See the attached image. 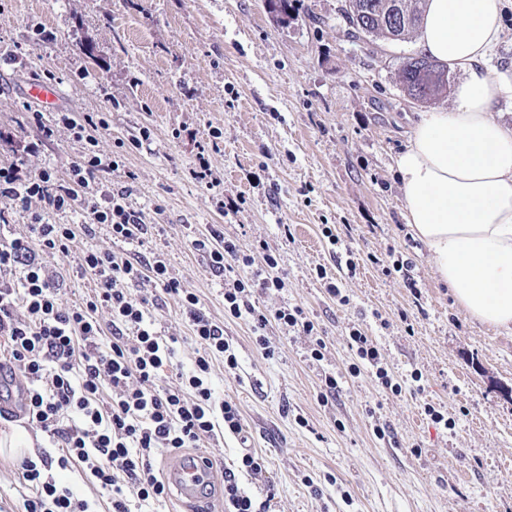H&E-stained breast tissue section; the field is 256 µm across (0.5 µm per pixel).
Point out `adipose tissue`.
Listing matches in <instances>:
<instances>
[{
	"label": "adipose tissue",
	"instance_id": "ef3b65f1",
	"mask_svg": "<svg viewBox=\"0 0 512 512\" xmlns=\"http://www.w3.org/2000/svg\"><path fill=\"white\" fill-rule=\"evenodd\" d=\"M502 0H426L423 56L457 72L450 110L421 113L394 160L406 221L438 279L474 322L512 331V128L494 108L512 73L488 62Z\"/></svg>",
	"mask_w": 512,
	"mask_h": 512
}]
</instances>
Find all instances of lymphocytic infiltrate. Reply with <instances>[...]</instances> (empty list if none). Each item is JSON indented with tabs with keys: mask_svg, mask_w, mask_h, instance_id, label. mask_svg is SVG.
I'll list each match as a JSON object with an SVG mask.
<instances>
[{
	"mask_svg": "<svg viewBox=\"0 0 512 512\" xmlns=\"http://www.w3.org/2000/svg\"><path fill=\"white\" fill-rule=\"evenodd\" d=\"M59 121L84 144L66 177L50 168L31 175L16 163L0 166V219L9 210L30 211L32 202L41 205L40 211L30 212L25 236L0 237V272H19L18 282L0 281V349L6 354L0 371L21 373L26 415L63 450L55 460L44 455L22 460L21 478L33 490L23 508L94 512L88 500L52 475L53 468L77 463L108 493L112 512H143L146 504L167 493L166 482L155 470L160 451L199 447L219 427L236 437L242 434L237 405L217 399L210 379L213 356H223L231 369L238 360L223 325L203 313L198 296L171 277L160 256L146 262L131 253L83 252L80 269L95 276L94 292L81 304L63 305L55 282L37 258L38 250H68L97 224L109 227L114 239L135 245L142 243L148 226L130 208L124 192L105 187L126 149L121 142L115 151L100 150L96 134L107 129L106 119L87 116L79 121L64 114ZM78 206L88 223H51L52 215ZM191 245L206 255L210 270L223 277L225 312L249 316L261 348L269 346L264 330L273 321L317 335L302 308L263 312L252 304L254 293L286 286L273 254L254 257L215 229L194 237ZM136 284L143 286V293L133 292ZM162 293L177 301L199 345L191 369L179 372L177 382L168 386L159 380L163 367L175 358L174 339L156 331L150 313ZM101 308L112 317V340L105 347L95 317ZM349 336L357 357L352 373L368 368L384 387L399 391L372 338L357 328ZM240 470L251 479H262L263 457L245 451L238 470H225L224 512H271L270 500L257 499L240 486Z\"/></svg>",
	"mask_w": 512,
	"mask_h": 512,
	"instance_id": "f902f5d3",
	"label": "lymphocytic infiltrate"
}]
</instances>
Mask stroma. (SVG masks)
I'll use <instances>...</instances> for the list:
<instances>
[{
    "label": "stroma",
    "mask_w": 512,
    "mask_h": 512,
    "mask_svg": "<svg viewBox=\"0 0 512 512\" xmlns=\"http://www.w3.org/2000/svg\"><path fill=\"white\" fill-rule=\"evenodd\" d=\"M343 2L295 0L280 23L265 0H0V45L18 54L17 64L0 66V164L64 176L81 155L64 126L47 139L27 120L34 106L23 88L46 72L72 117L104 113L101 150L150 128L108 182L128 188L131 209L150 226L140 255H163L171 276L223 324L238 367L213 358L212 384L239 407L246 437L219 429L201 452L222 468L242 447L256 449L266 479L240 483L259 499L274 493V512H512V334L469 319L439 284L402 216L392 171L420 113L451 107L453 96L432 105L409 98L398 68L415 53L414 38L351 37ZM38 24L51 41L34 43ZM215 129L222 143L209 161L237 206L226 215L189 175ZM214 226L241 245L269 246L286 286L256 294V305L301 307L320 337L272 324L266 352L248 318L225 313L224 281L190 243ZM88 249L129 246L99 225L69 252L40 254L64 305L92 292V277L79 270ZM372 254L409 267L383 275ZM329 279L347 304L328 295ZM153 318L178 340L177 365L161 374L171 383L198 345L173 298L162 297ZM354 328L372 336L401 392L369 370L351 373ZM328 375L339 391L325 401ZM428 405L448 425L433 423ZM20 462L0 454V512H20L31 494Z\"/></svg>",
    "instance_id": "1"
}]
</instances>
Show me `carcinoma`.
I'll return each mask as SVG.
<instances>
[{
	"label": "carcinoma",
	"mask_w": 512,
	"mask_h": 512,
	"mask_svg": "<svg viewBox=\"0 0 512 512\" xmlns=\"http://www.w3.org/2000/svg\"><path fill=\"white\" fill-rule=\"evenodd\" d=\"M424 0H346L344 16L358 39L400 41L417 30ZM448 68L424 57L408 56L400 66L404 92L424 103L444 93L442 76ZM429 86V92L418 90Z\"/></svg>",
	"instance_id": "1"
}]
</instances>
